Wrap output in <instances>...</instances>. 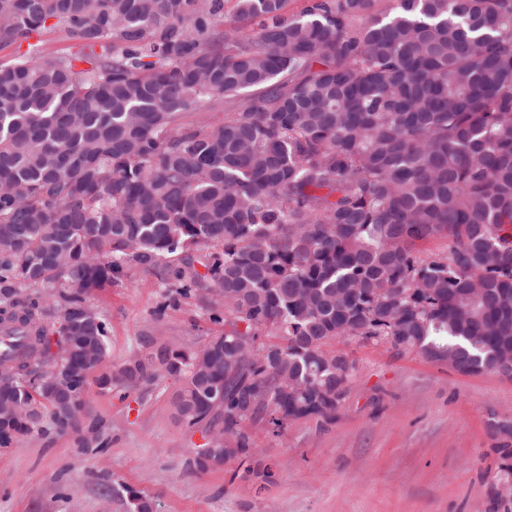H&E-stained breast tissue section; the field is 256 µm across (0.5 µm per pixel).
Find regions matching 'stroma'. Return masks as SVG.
I'll list each match as a JSON object with an SVG mask.
<instances>
[{
  "label": "stroma",
  "instance_id": "obj_1",
  "mask_svg": "<svg viewBox=\"0 0 512 512\" xmlns=\"http://www.w3.org/2000/svg\"><path fill=\"white\" fill-rule=\"evenodd\" d=\"M88 302L109 323L116 368L140 337L199 348L224 330L209 303L170 301L141 266ZM332 348L354 365L335 420L292 421L277 436L251 430L257 460L273 466L267 489L243 472L230 478L225 465L184 468L202 432L175 419L173 380L126 391L93 385L92 407L111 424L107 447H77L44 422L0 450V512H134L133 491L153 512H512V497L500 495L512 457L492 429L512 416V379L460 374L381 342L347 338Z\"/></svg>",
  "mask_w": 512,
  "mask_h": 512
}]
</instances>
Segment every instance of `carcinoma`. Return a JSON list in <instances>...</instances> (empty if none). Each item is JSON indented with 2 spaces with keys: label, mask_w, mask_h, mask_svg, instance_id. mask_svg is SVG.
Listing matches in <instances>:
<instances>
[{
  "label": "carcinoma",
  "mask_w": 512,
  "mask_h": 512,
  "mask_svg": "<svg viewBox=\"0 0 512 512\" xmlns=\"http://www.w3.org/2000/svg\"><path fill=\"white\" fill-rule=\"evenodd\" d=\"M288 4L0 0L1 449L46 417L107 446L86 296L134 263L226 326L96 378L178 383L175 418L224 443L195 472L265 481L245 422L333 420L353 365L330 341L467 375L512 350V0Z\"/></svg>",
  "instance_id": "1"
}]
</instances>
